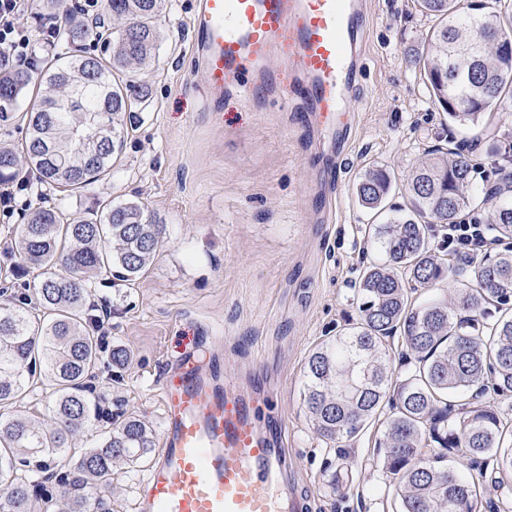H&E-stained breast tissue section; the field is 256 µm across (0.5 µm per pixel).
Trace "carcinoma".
I'll return each mask as SVG.
<instances>
[{"mask_svg":"<svg viewBox=\"0 0 512 512\" xmlns=\"http://www.w3.org/2000/svg\"><path fill=\"white\" fill-rule=\"evenodd\" d=\"M36 2L44 16L62 20L57 37L66 45L77 47L91 35L93 23L61 11L63 0ZM420 7L437 21L420 58L429 100L460 125L497 111L512 94V63L496 53V42L512 39L501 13L461 0H420ZM108 9L127 20L112 33L109 56L77 49L55 54L40 69L0 64V121L29 103L25 149L0 146V182L26 165L39 181L75 190L112 170L128 126L138 120L131 97L145 98L123 75L152 61L155 20L166 0H108ZM449 154L453 159H427L412 173L410 213L375 225L382 259L359 282L360 320L318 344L303 370L313 427L331 443L355 437L383 402L391 404L381 465L397 481L401 512H477V490L489 481L500 490L502 509L512 504V427L483 399L488 391L512 396V317L490 311L512 305V248L481 257L470 280L457 278L453 255L435 254L420 219L456 224L475 192L472 159ZM492 156L512 182V143L494 141ZM390 185L386 170H369L357 197L381 211ZM489 195L496 199L492 236L512 239V195ZM163 231L136 202L108 203L94 221L40 208L19 225V255L42 273L0 305V409L9 408L0 412V512H27L37 494L46 512H112L113 465L134 469L154 448L153 426L122 411L95 447L74 448L72 438L102 415L87 389L102 359L86 309L89 284L102 274L137 280ZM445 280L450 300L409 301V291ZM31 295L53 311L50 320H31ZM397 332L409 352L398 377L387 344ZM38 384L51 389L48 426L11 410ZM449 457L466 471L447 463Z\"/></svg>","mask_w":512,"mask_h":512,"instance_id":"cac0c4a2","label":"carcinoma"}]
</instances>
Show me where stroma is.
Listing matches in <instances>:
<instances>
[{"mask_svg": "<svg viewBox=\"0 0 512 512\" xmlns=\"http://www.w3.org/2000/svg\"><path fill=\"white\" fill-rule=\"evenodd\" d=\"M369 2L371 34L345 146L351 162L335 189L326 187V137L308 113L205 87L194 52L197 0H170L154 60L130 70L148 96L134 107L140 121L112 173L81 191L29 189L12 216L0 215V287L38 274L4 254L38 207L92 217L100 204L135 201L156 216L165 230L144 274L130 284L102 276L89 285L88 305L113 309L104 348L132 354L119 380L102 367L92 384L103 405L121 403L159 431L162 374L183 353L220 364L243 389L265 378L288 425V469L303 512L399 510L377 461L380 424L334 450L314 432L303 401L308 355L356 323L363 269L378 258L371 237L385 216L359 203L357 182L385 168L386 206L410 210L415 167L435 149L460 146L478 165L479 187L492 190L503 181L486 145L512 139V99L476 127L450 121L428 100L419 59L433 21L417 0ZM347 458L350 475L332 484Z\"/></svg>", "mask_w": 512, "mask_h": 512, "instance_id": "35a3bbf8", "label": "stroma"}]
</instances>
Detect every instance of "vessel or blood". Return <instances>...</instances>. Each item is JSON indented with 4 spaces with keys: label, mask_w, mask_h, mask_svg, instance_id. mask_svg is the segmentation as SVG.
Returning a JSON list of instances; mask_svg holds the SVG:
<instances>
[{
    "label": "vessel or blood",
    "mask_w": 512,
    "mask_h": 512,
    "mask_svg": "<svg viewBox=\"0 0 512 512\" xmlns=\"http://www.w3.org/2000/svg\"><path fill=\"white\" fill-rule=\"evenodd\" d=\"M193 26L209 90L250 98L275 59L282 102L302 101L330 136L348 129L368 0H198ZM162 392V448L137 512H301L288 489L281 417L192 356L176 363Z\"/></svg>",
    "instance_id": "vessel-or-blood-1"
}]
</instances>
